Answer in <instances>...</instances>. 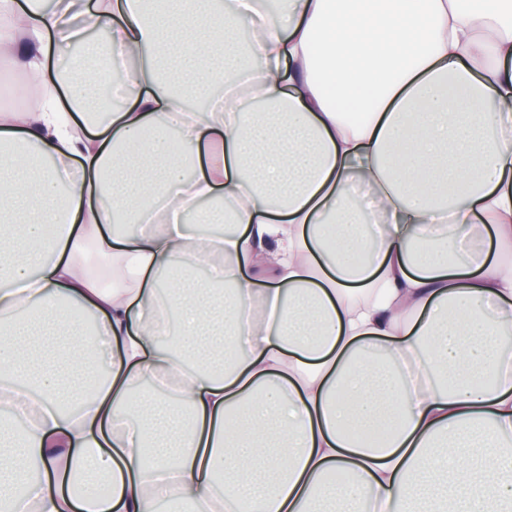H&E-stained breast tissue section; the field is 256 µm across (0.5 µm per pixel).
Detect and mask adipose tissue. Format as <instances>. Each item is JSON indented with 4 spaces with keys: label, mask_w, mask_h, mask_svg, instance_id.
<instances>
[{
    "label": "adipose tissue",
    "mask_w": 512,
    "mask_h": 512,
    "mask_svg": "<svg viewBox=\"0 0 512 512\" xmlns=\"http://www.w3.org/2000/svg\"><path fill=\"white\" fill-rule=\"evenodd\" d=\"M254 4L0 0V44L53 104L0 114V407L34 412L0 504L22 485L27 512H512V265L485 251L512 247V0H277L256 68ZM77 18L106 44L73 54ZM115 53L139 63L95 122ZM190 215L236 230L194 238ZM73 306L95 345L32 349L24 325ZM89 464L108 495L74 493Z\"/></svg>",
    "instance_id": "adipose-tissue-1"
}]
</instances>
